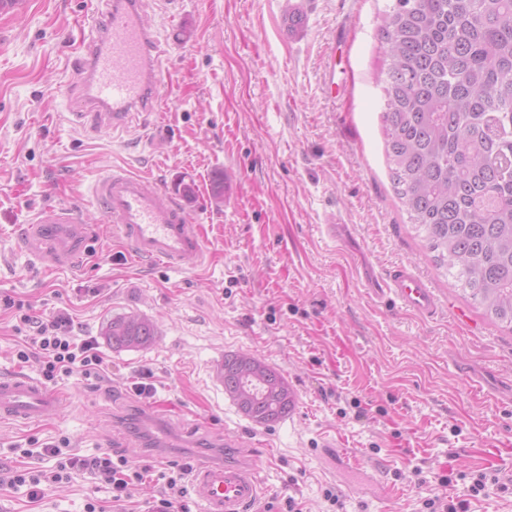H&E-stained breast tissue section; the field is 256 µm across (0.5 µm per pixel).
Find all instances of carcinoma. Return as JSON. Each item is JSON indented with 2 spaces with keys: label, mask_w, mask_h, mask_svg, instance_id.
Instances as JSON below:
<instances>
[{
  "label": "carcinoma",
  "mask_w": 512,
  "mask_h": 512,
  "mask_svg": "<svg viewBox=\"0 0 512 512\" xmlns=\"http://www.w3.org/2000/svg\"><path fill=\"white\" fill-rule=\"evenodd\" d=\"M380 42L395 193L436 265L512 330V0H390ZM104 335L136 349L157 330L123 315ZM219 375L256 424L295 406L285 378L250 353L224 355Z\"/></svg>",
  "instance_id": "carcinoma-1"
}]
</instances>
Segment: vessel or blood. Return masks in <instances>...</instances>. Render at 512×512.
<instances>
[{"mask_svg": "<svg viewBox=\"0 0 512 512\" xmlns=\"http://www.w3.org/2000/svg\"><path fill=\"white\" fill-rule=\"evenodd\" d=\"M145 0H110L90 38L79 43L78 80L83 110L77 118L97 131H125L132 110L155 111L159 93L168 86L167 50L144 21ZM91 197L99 205L113 236L126 241L135 256L164 260L180 269L202 262L204 235L175 194L149 177L115 167L94 184ZM82 218L71 207L58 205L35 219L27 244L33 249L67 238ZM381 298L398 301L406 309L432 316L439 302L418 275L399 268L389 283L375 286ZM62 397L28 375L0 373V421L34 423L60 413ZM328 459L342 483L361 490L374 484L371 472L325 441ZM190 490L202 512H251L261 494L256 465L246 453L223 464L200 462L190 471Z\"/></svg>", "mask_w": 512, "mask_h": 512, "instance_id": "obj_1", "label": "vessel or blood"}]
</instances>
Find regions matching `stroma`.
I'll return each mask as SVG.
<instances>
[{"label":"stroma","mask_w":512,"mask_h":512,"mask_svg":"<svg viewBox=\"0 0 512 512\" xmlns=\"http://www.w3.org/2000/svg\"><path fill=\"white\" fill-rule=\"evenodd\" d=\"M388 0H305L300 35L284 27L287 0H148L145 20L171 48L172 83L159 109L122 134L78 124L69 91L76 47L102 0H19L0 9V372L39 377L12 356L31 330L4 298L94 338L100 373L57 384L61 414L41 424L0 422V475L48 472L30 439L68 440V453L108 451L148 464L127 501L85 473L31 502L0 486V512H198L173 466L220 461L244 443L264 491L254 512H512V332L458 289L412 230L385 155L378 81ZM84 17L85 28L74 24ZM175 189L205 232V260L179 270L135 257L109 235L90 189L112 166ZM229 178L223 200L216 175ZM81 209L80 250L46 268L26 245L42 207ZM345 227L342 241L325 225ZM401 267L433 288L441 307L422 317L383 302L370 278ZM154 321L155 340L112 348L113 317ZM246 351L297 395L280 421L260 426L224 392L225 354ZM148 383L142 399L132 386ZM342 449L393 489H348L323 455ZM486 488L472 495L477 478Z\"/></svg>","instance_id":"obj_1"}]
</instances>
